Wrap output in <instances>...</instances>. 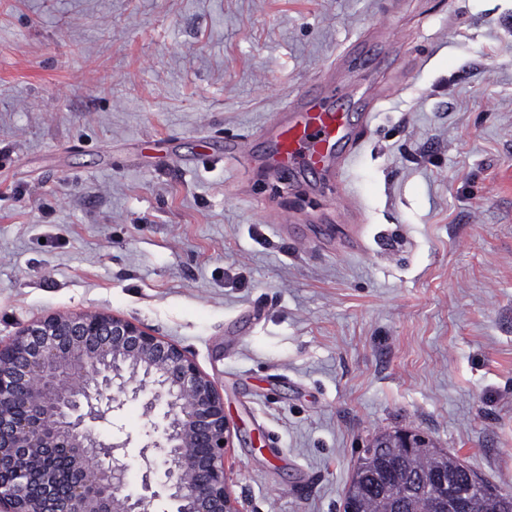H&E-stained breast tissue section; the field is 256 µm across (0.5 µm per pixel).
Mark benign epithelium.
<instances>
[{
    "instance_id": "1",
    "label": "benign epithelium",
    "mask_w": 512,
    "mask_h": 512,
    "mask_svg": "<svg viewBox=\"0 0 512 512\" xmlns=\"http://www.w3.org/2000/svg\"><path fill=\"white\" fill-rule=\"evenodd\" d=\"M129 400L148 419L138 436L114 422ZM230 438L214 378L129 319L55 314L0 344V512H239L224 461ZM393 444L427 439L399 430L364 454ZM480 494L491 490L472 477L443 482L439 508L462 512Z\"/></svg>"
}]
</instances>
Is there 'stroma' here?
Returning <instances> with one entry per match:
<instances>
[{
    "label": "stroma",
    "instance_id": "35a3bbf8",
    "mask_svg": "<svg viewBox=\"0 0 512 512\" xmlns=\"http://www.w3.org/2000/svg\"><path fill=\"white\" fill-rule=\"evenodd\" d=\"M316 80L342 177L224 156ZM97 311L215 379L240 512L397 429L512 493V0H0V341Z\"/></svg>",
    "mask_w": 512,
    "mask_h": 512
}]
</instances>
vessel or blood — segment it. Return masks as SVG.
<instances>
[{"mask_svg":"<svg viewBox=\"0 0 512 512\" xmlns=\"http://www.w3.org/2000/svg\"><path fill=\"white\" fill-rule=\"evenodd\" d=\"M269 130L270 161L284 174L299 165L316 170L333 162L341 168L355 156L357 128L348 113L325 106L307 88L279 112Z\"/></svg>","mask_w":512,"mask_h":512,"instance_id":"1","label":"vessel or blood"}]
</instances>
